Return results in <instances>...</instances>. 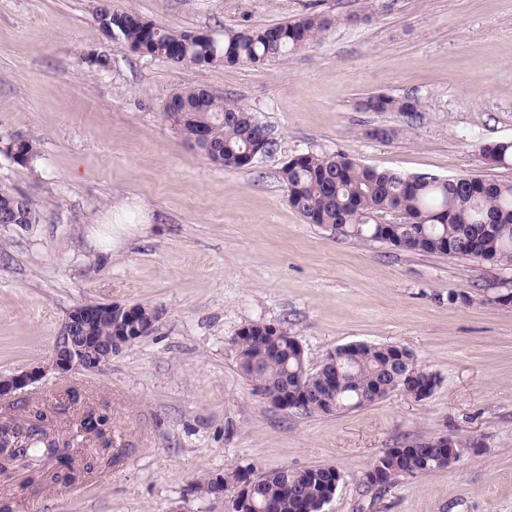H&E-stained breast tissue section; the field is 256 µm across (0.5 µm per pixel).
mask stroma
<instances>
[{
  "label": "stroma",
  "instance_id": "35a3bbf8",
  "mask_svg": "<svg viewBox=\"0 0 512 512\" xmlns=\"http://www.w3.org/2000/svg\"><path fill=\"white\" fill-rule=\"evenodd\" d=\"M170 30L337 22L261 67L178 66L111 38L96 0H0V186L36 224H0V375L42 378L0 416L56 411L66 428L107 406L123 456L64 487L0 481L11 512H224L195 483L227 468L333 465L326 512H512V268L341 240L285 197L291 156L343 151L410 176L512 181L479 147L512 140V0H112ZM195 85L253 112L274 142L244 170L211 163L165 117ZM372 94L415 97L419 119L367 112ZM32 135L37 156L5 147ZM125 224L113 239V221ZM153 309V331L99 370L59 374L54 346L85 303ZM287 324L316 368L354 344L411 349L436 378L333 416L272 408L240 373L231 339ZM84 396L71 405L65 392ZM469 448L452 468L384 489L362 478L383 451L425 437ZM0 202L6 205L15 206L17 209V219L15 224H36L37 216L32 202L25 195L0 186Z\"/></svg>",
  "mask_w": 512,
  "mask_h": 512
}]
</instances>
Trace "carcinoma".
Instances as JSON below:
<instances>
[{
  "instance_id": "1",
  "label": "carcinoma",
  "mask_w": 512,
  "mask_h": 512,
  "mask_svg": "<svg viewBox=\"0 0 512 512\" xmlns=\"http://www.w3.org/2000/svg\"><path fill=\"white\" fill-rule=\"evenodd\" d=\"M98 23L109 28L131 50L175 64L203 67L218 60L227 66H261L281 60L315 43L335 23L326 14H310L276 25L224 29V40L212 34L198 37L193 31L175 32L150 20L119 10L112 0H101L95 9ZM372 112H400L416 118L421 102L412 97L378 94L364 100ZM165 116L183 137L205 152L215 164L242 169L241 157L249 152H270L272 141L252 112L237 102L208 94L198 87L175 93L164 108ZM493 166L512 165V141L481 146ZM288 204L311 224L331 228L336 237L364 243L389 244L410 252L512 266V181L483 176L438 178L379 171L355 161L347 153L306 152L281 168ZM0 202L17 209L18 224H35L37 216L25 195L0 186ZM396 214L399 220L382 218ZM241 374L264 403L283 412L332 416L360 408L398 390L410 392L416 380L394 384L396 369L386 357L388 345L351 344L324 373L304 370V351L288 327L253 323L232 338ZM323 388L324 401L301 407L289 388L300 384ZM105 413L86 411L80 419L81 437L105 435ZM22 436L17 458L22 468L35 472L49 459L65 471L57 475L71 484L77 475L69 460L59 454V444L37 427L20 425ZM451 467L448 448L433 437L389 448L376 457L363 475L364 484L382 488L403 476ZM340 479L333 465L305 469L288 467L269 472L229 468L207 475L195 485L202 495L222 498L227 512H319Z\"/></svg>"
}]
</instances>
